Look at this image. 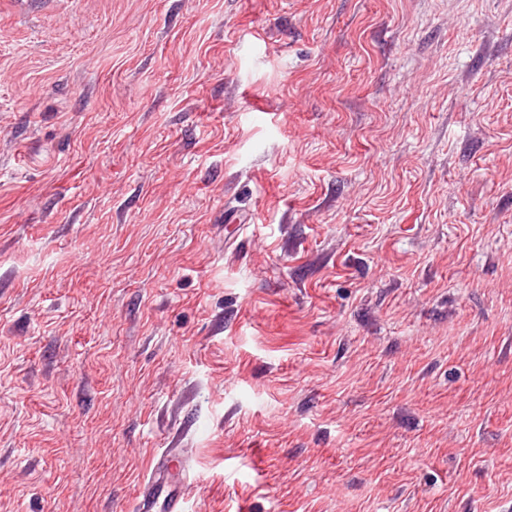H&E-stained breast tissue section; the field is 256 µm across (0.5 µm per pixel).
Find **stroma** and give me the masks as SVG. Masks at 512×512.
I'll return each instance as SVG.
<instances>
[{
    "instance_id": "obj_1",
    "label": "stroma",
    "mask_w": 512,
    "mask_h": 512,
    "mask_svg": "<svg viewBox=\"0 0 512 512\" xmlns=\"http://www.w3.org/2000/svg\"><path fill=\"white\" fill-rule=\"evenodd\" d=\"M512 512V0H0V512ZM176 454V451L163 452L153 462L152 474L147 482L144 483L141 499L140 510L144 512H151L162 500L161 507L165 512H184L183 494L177 492L176 489L171 488L168 484L162 481L161 477L156 478L155 475H161L162 472L169 471L171 467V457Z\"/></svg>"
}]
</instances>
